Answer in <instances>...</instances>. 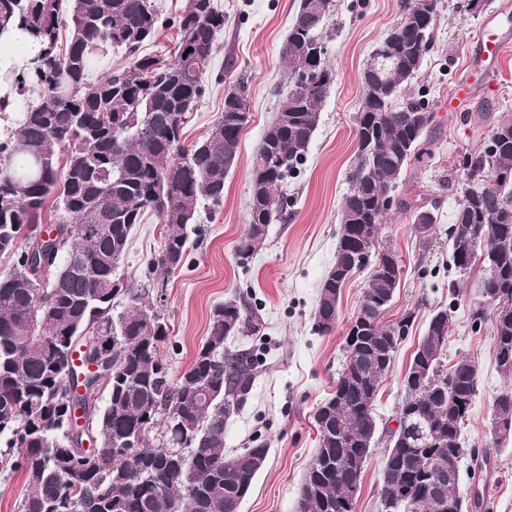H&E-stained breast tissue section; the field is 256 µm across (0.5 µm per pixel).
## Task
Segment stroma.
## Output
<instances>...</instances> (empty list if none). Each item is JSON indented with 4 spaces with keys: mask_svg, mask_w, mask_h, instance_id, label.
Here are the masks:
<instances>
[{
    "mask_svg": "<svg viewBox=\"0 0 512 512\" xmlns=\"http://www.w3.org/2000/svg\"><path fill=\"white\" fill-rule=\"evenodd\" d=\"M226 19L206 66L205 97L194 111L186 137L205 135L224 107V93L238 81L248 87L250 120L241 137L238 160L224 181L221 205L199 209L190 233L184 266L156 291L169 325L162 347L171 377L194 358L210 326L215 305L238 298L254 306L261 324L253 337L229 338L230 348H252L262 361L244 407L224 425V448L235 452L266 442L265 468L244 500L241 512H295L302 479L317 446L313 414L331 393L342 363L343 340L368 278L355 273L343 286L335 329H316L317 291L331 268L340 228V207L349 188L356 158L355 116L363 96L360 76L373 49L392 27L399 0H336L326 25L331 30L329 61L336 71L307 156L288 180L292 201L285 221L269 227L261 248L249 259L235 253L249 213V170L253 153L281 98L284 79L277 51L285 38L298 0H217ZM512 27V0H485L481 10L469 0H439L431 50L412 80L409 96H426L434 114L433 158L428 166L403 175L395 194L407 209H392L381 237L400 257L403 276L387 322L415 315L376 402L380 426L393 425L402 396V379L411 354L425 332L432 309L451 302L448 282L453 266L448 227L460 201L454 183L461 154L478 150L493 124L512 118V53L498 67L499 93L478 85L462 111L447 112L442 103L471 62L468 42L492 17ZM434 208L435 232L428 252H420L414 228L416 211ZM164 227L156 217L137 225L122 272L144 279L147 260L157 252ZM480 298V274L472 272L455 303L448 332V357L470 359L477 370L478 392L461 438L478 455L490 456L493 476L482 495L489 512H512V440L497 442L491 432L494 398L508 385L494 360L491 322L473 328L469 306Z\"/></svg>",
    "mask_w": 512,
    "mask_h": 512,
    "instance_id": "35a3bbf8",
    "label": "stroma"
}]
</instances>
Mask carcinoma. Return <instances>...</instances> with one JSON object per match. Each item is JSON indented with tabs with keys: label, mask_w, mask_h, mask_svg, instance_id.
I'll return each mask as SVG.
<instances>
[{
	"label": "carcinoma",
	"mask_w": 512,
	"mask_h": 512,
	"mask_svg": "<svg viewBox=\"0 0 512 512\" xmlns=\"http://www.w3.org/2000/svg\"><path fill=\"white\" fill-rule=\"evenodd\" d=\"M331 6L332 0H299L284 39L288 59L277 57L289 90L252 158L248 228L235 245L243 259L286 213L282 185L303 164L335 80L324 25L311 21ZM16 24L44 45L42 58L19 80L22 118L0 139V255L14 258L10 274L0 277V442L9 448L0 465L26 475L21 512H240L269 448L259 442L242 452L224 450V421L248 399L259 365L253 350L225 343L260 332L258 320L235 299L217 305L208 336L174 383L161 355L169 326L148 301L151 284L184 265L198 206L222 203L224 179L238 158L245 122L227 97L203 138L188 145L184 137L208 89L202 76L224 12L214 0H192L165 18L152 0H0V37ZM164 28L178 33L168 62L144 52ZM311 46L319 48L315 64L326 76L318 95L302 89ZM112 48L124 53L127 66L91 80ZM424 56L418 51L407 63H384L370 53L355 117L357 163L341 213L371 211L383 189L431 159V120H423L428 103L406 97ZM504 129L512 132L511 118L491 127L484 148L467 153L464 180L472 192L460 200L450 227L458 238L486 244L485 255H454L452 263L467 265L466 276L482 261L481 285L493 301L475 306L471 321L478 326L492 318L499 369L512 365V139L494 143ZM18 155L27 159L22 169L12 165ZM489 160L511 178L487 184ZM51 203L62 217L42 230ZM147 214L164 224L163 241L146 263V279L133 281L120 267L134 226ZM67 217L77 224L65 223ZM385 217L340 223L333 265L319 285L315 320L325 334L336 327L345 281L338 270L359 271L352 254L371 239L377 268L356 313L363 325L356 332L347 327L336 387L314 413L317 448L296 512H353L350 493L381 437L375 403L414 322L408 313L383 323L402 274L398 254L379 242ZM434 223L431 211L417 213L423 251ZM171 254L175 268L167 266ZM452 313L443 306L432 311L402 380L396 420L414 417L429 429L410 422L386 431L381 500L397 502L400 512L412 504L413 512H448L450 502L457 512L482 506L459 490L455 451L478 376L467 358L448 362ZM98 333L110 338V355L81 380L69 369L71 347ZM102 385L98 398H78L73 407L63 402L71 388ZM492 413L504 427L497 440H511L512 388L494 398Z\"/></svg>",
	"instance_id": "carcinoma-1"
}]
</instances>
